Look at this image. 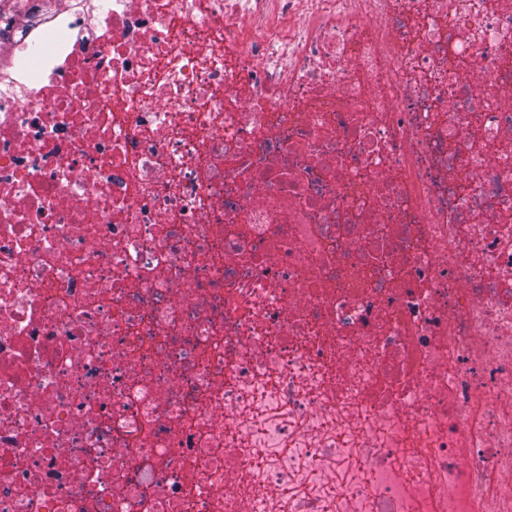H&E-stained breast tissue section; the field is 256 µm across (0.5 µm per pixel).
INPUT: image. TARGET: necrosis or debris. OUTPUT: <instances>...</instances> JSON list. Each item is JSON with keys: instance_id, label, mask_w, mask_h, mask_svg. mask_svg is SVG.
I'll list each match as a JSON object with an SVG mask.
<instances>
[{"instance_id": "1", "label": "necrosis or debris", "mask_w": 512, "mask_h": 512, "mask_svg": "<svg viewBox=\"0 0 512 512\" xmlns=\"http://www.w3.org/2000/svg\"><path fill=\"white\" fill-rule=\"evenodd\" d=\"M0 512H512V0L0 18Z\"/></svg>"}]
</instances>
